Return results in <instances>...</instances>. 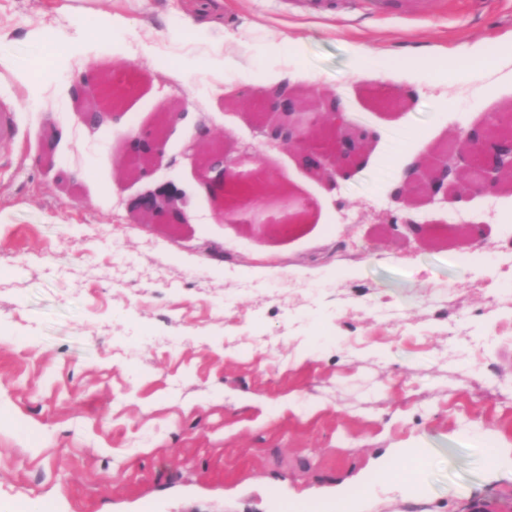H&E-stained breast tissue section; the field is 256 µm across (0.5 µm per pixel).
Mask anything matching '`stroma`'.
I'll return each instance as SVG.
<instances>
[{
  "mask_svg": "<svg viewBox=\"0 0 512 512\" xmlns=\"http://www.w3.org/2000/svg\"><path fill=\"white\" fill-rule=\"evenodd\" d=\"M335 2L101 0L111 40L53 70L56 33L81 34L73 0H0V113L16 122L0 141V512H302L339 495L354 512H512V193L409 206L393 186L399 157L512 110V60L495 57L512 0ZM352 42L373 70L477 45L495 63L470 82L368 79ZM116 45L130 125L91 133L59 89ZM217 50L237 67L214 74ZM278 67L383 132L335 195L293 150L261 146L250 102ZM178 103L152 178H123L130 130ZM205 132L282 173L310 221H222L183 154ZM168 180L186 224L133 218L128 201ZM410 453L418 487L381 481Z\"/></svg>",
  "mask_w": 512,
  "mask_h": 512,
  "instance_id": "35a3bbf8",
  "label": "stroma"
}]
</instances>
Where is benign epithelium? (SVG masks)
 <instances>
[{
  "instance_id": "benign-epithelium-1",
  "label": "benign epithelium",
  "mask_w": 512,
  "mask_h": 512,
  "mask_svg": "<svg viewBox=\"0 0 512 512\" xmlns=\"http://www.w3.org/2000/svg\"><path fill=\"white\" fill-rule=\"evenodd\" d=\"M94 86L98 101L85 104L88 86ZM80 91L71 95L75 114L89 133H95L112 117L130 87L91 67L76 83ZM263 116L277 112L282 119L273 124L259 122L264 145L270 150L288 147L310 156L315 168L327 173V181L336 184V176L345 175L350 162L360 156L369 132H354L351 122L334 102L321 96L307 103L291 91L266 93L259 103ZM480 136L472 130L457 131L450 144L442 148L432 163L424 165L407 180L403 191L395 198L405 203L415 198L433 199L452 193L459 198L473 190L494 191L502 182L512 181V114L498 112L488 116L478 127ZM147 146H135L140 135L129 137L120 168L123 174L143 179L151 176L154 163L162 151V128L145 133ZM187 159L202 166L203 182L209 191L222 198L224 217L251 215L250 223L268 230L280 231L287 224H301L309 205L282 193L283 176L259 166V157L248 152L237 158L225 155L222 149H207L198 142L184 149ZM182 192L172 181H165L128 202L133 217L149 224L178 227L186 223L183 212L176 206Z\"/></svg>"
}]
</instances>
